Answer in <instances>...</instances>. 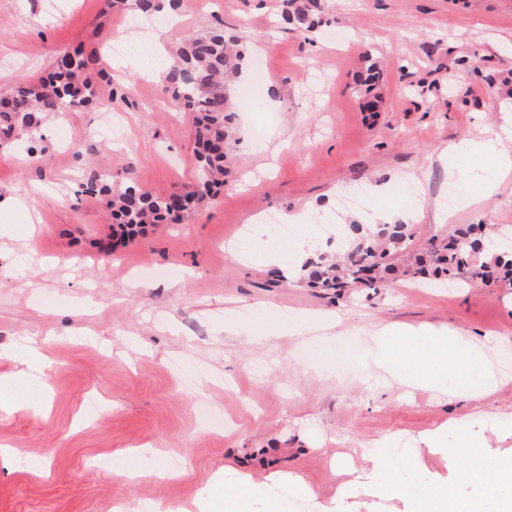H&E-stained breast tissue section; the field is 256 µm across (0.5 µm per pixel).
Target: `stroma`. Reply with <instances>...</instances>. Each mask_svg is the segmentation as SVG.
<instances>
[{
    "label": "stroma",
    "mask_w": 512,
    "mask_h": 512,
    "mask_svg": "<svg viewBox=\"0 0 512 512\" xmlns=\"http://www.w3.org/2000/svg\"><path fill=\"white\" fill-rule=\"evenodd\" d=\"M326 32L313 42L280 23L282 0H216L225 29L250 58L236 82L227 183L177 224L121 238L105 196L73 204L92 172L133 180L153 194L197 185L195 133L151 68L169 49L207 31L194 0H181L159 50L132 49L112 67L132 7L104 0H0V92L17 75L38 79L60 54L79 51L96 101L45 115L40 156L24 141L0 144V199L40 184L34 215L0 213V355L55 334L54 364L18 380L23 409L0 411V446L21 461L0 463V512H112L168 500L187 503L209 487V512H410L405 499L348 483L353 448L386 440L392 475L413 485L456 484L447 457L409 468L413 440L447 420H512V286L412 287L403 270L414 249L393 255L386 287L335 299L285 278L272 255L310 257L354 243L351 225L375 215L410 225L415 242L458 228L512 227V174L491 193L482 184L493 155L441 157L448 144L493 138L512 106V0H331ZM378 64L376 84L366 69ZM378 109H362L368 96ZM112 103L121 142L102 133L96 103ZM357 184L370 204L339 205ZM455 207H447L449 188ZM302 212L307 223L290 224ZM340 315L337 339L297 328L292 317ZM388 323L453 330L460 348L487 355L470 377L438 392H408L351 379L345 345L373 344ZM199 371L187 380V365ZM502 379L489 396L457 397L484 370ZM100 402L90 410L89 398ZM148 443L152 462L130 455ZM126 452L130 477L114 476ZM182 465L173 470L170 458ZM224 482L211 484L215 473Z\"/></svg>",
    "instance_id": "1"
}]
</instances>
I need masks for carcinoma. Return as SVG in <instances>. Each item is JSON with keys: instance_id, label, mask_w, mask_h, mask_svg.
I'll use <instances>...</instances> for the list:
<instances>
[{"instance_id": "1", "label": "carcinoma", "mask_w": 512, "mask_h": 512, "mask_svg": "<svg viewBox=\"0 0 512 512\" xmlns=\"http://www.w3.org/2000/svg\"><path fill=\"white\" fill-rule=\"evenodd\" d=\"M299 8V31L306 34L318 26L309 18V7L324 10L315 0ZM202 36L185 37L175 49L161 79L163 92L170 95L184 111L193 115L196 129L195 155L201 181L186 193L153 195L131 185V180L93 173L75 192L74 202L86 196L106 194L111 198L112 215L118 225L147 223L176 224L198 197L224 185V151L234 106L228 81L239 72L246 52L238 39L224 29V22ZM86 61L78 52L57 58L52 71L34 81L16 78L9 93L0 97V142L17 140L38 127L40 116L48 112H70L92 102V86L79 78ZM476 224L459 231L452 239L430 238L425 252L412 270V277L451 278L459 285L486 284L490 281V262L499 272L512 270V243L503 242L505 232L486 234ZM413 234L407 224H378L375 230L358 238L343 262L335 263L327 255L310 258L304 265L313 287L341 296L353 288H376L382 283L380 273L390 272L382 259L390 252L408 249ZM372 263L373 273L365 276L364 262Z\"/></svg>"}]
</instances>
